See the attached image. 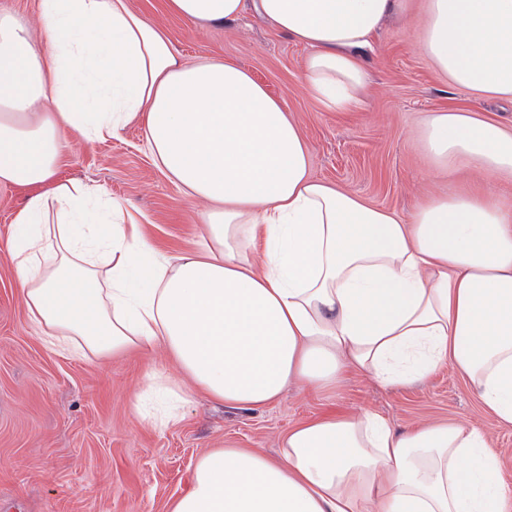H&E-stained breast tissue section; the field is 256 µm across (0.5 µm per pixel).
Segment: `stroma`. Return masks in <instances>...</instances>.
Listing matches in <instances>:
<instances>
[{"mask_svg": "<svg viewBox=\"0 0 512 512\" xmlns=\"http://www.w3.org/2000/svg\"><path fill=\"white\" fill-rule=\"evenodd\" d=\"M162 27L176 56L233 61L285 106L309 154V175L369 205L410 219L424 197L461 186L512 199V181L476 168L456 178L424 151L420 120L432 112L468 110L512 125V102L477 97L439 76L417 48L425 0L387 20L364 60L370 81L355 112H329L304 88L308 47L259 16L253 7L233 21L195 23L169 13L165 0H130ZM59 177L81 181L127 202L157 249L198 250L208 202L186 198L159 170L140 122L92 142L67 135ZM28 192L0 185V512H171L205 452L248 448L277 458L289 429L327 412L382 416L395 430L434 422L477 426L496 452L501 479L512 483V426L488 414L461 373L441 363L428 377L385 385L347 375L320 393L289 384L256 408L195 395L180 420L165 426L138 413L135 398L149 374L183 375L160 346L84 357L47 346L20 300L8 241Z\"/></svg>", "mask_w": 512, "mask_h": 512, "instance_id": "stroma-1", "label": "stroma"}]
</instances>
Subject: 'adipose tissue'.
I'll list each match as a JSON object with an SVG mask.
<instances>
[{
    "label": "adipose tissue",
    "instance_id": "adipose-tissue-1",
    "mask_svg": "<svg viewBox=\"0 0 512 512\" xmlns=\"http://www.w3.org/2000/svg\"><path fill=\"white\" fill-rule=\"evenodd\" d=\"M404 0H254L310 52L307 91L351 112L362 52ZM192 22L244 0H167ZM41 34L0 13V184L29 189L9 252L47 345L101 356L164 346L190 385L151 373L176 420L198 392L233 407L288 383L322 391L351 371L391 384L451 361L512 425V202L461 187L410 222L314 181L284 105L229 60L185 64L129 0H40ZM420 52L460 89L512 99V0H428ZM139 120L156 165L212 203L198 252L156 251L122 202L57 176L66 133L94 141ZM426 150L449 173L512 176V129L434 112ZM261 245L262 258L252 248ZM486 435L460 424L402 433L373 413L291 430L281 457L204 454L172 512H512Z\"/></svg>",
    "mask_w": 512,
    "mask_h": 512
}]
</instances>
